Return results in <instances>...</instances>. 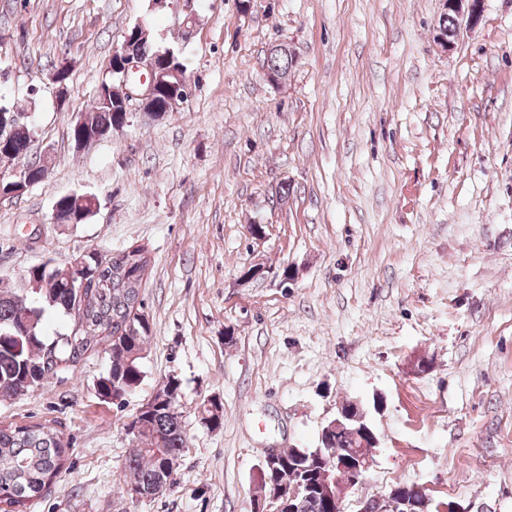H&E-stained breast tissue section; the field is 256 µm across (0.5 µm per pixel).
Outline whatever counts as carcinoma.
I'll return each mask as SVG.
<instances>
[{"mask_svg": "<svg viewBox=\"0 0 512 512\" xmlns=\"http://www.w3.org/2000/svg\"><path fill=\"white\" fill-rule=\"evenodd\" d=\"M129 46L135 50L156 52L150 32L133 25L126 32ZM119 61L108 62L112 86L108 97L98 95L85 114L88 126L98 132L123 122L119 79L115 75ZM293 58L282 53L267 54L264 75L292 67ZM36 131L32 126L0 127V136H9L10 149L0 151V161L23 159L31 165V176L40 183L48 164L31 158ZM54 206L59 216L73 217L82 224L94 214V202L81 195L59 197ZM84 259L93 270L89 283L79 290L70 287L69 263L49 267L34 266L27 271L19 288L0 285V401L11 400L31 389V384H46L60 373L77 366L90 354L103 350L108 367L95 383L99 398L111 402L133 395L143 376L144 352L151 338V324L142 323L135 308L141 283L150 259L132 251L112 256V264L98 268L91 256ZM51 314L66 316L70 324L64 330L47 333L46 319ZM180 384L168 379L160 394L169 398L131 423L133 448L124 463L129 473L147 492L164 478L176 473L187 448L181 414L175 412ZM340 424H335V421ZM321 429L319 447L314 450L289 448L282 452L280 471L288 476V466L304 472L309 482L326 478L322 467L329 455L345 456L360 448L369 451L378 441L367 420L337 416ZM63 431L50 424H0V512H27L60 477L70 445L62 443ZM294 512H335V505L315 493L302 495L294 502Z\"/></svg>", "mask_w": 512, "mask_h": 512, "instance_id": "obj_1", "label": "carcinoma"}]
</instances>
